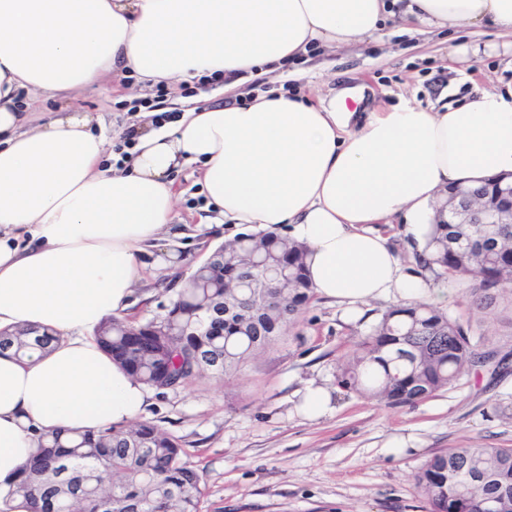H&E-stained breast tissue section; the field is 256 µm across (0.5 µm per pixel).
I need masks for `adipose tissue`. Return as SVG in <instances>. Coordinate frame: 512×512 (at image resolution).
Masks as SVG:
<instances>
[{"mask_svg": "<svg viewBox=\"0 0 512 512\" xmlns=\"http://www.w3.org/2000/svg\"><path fill=\"white\" fill-rule=\"evenodd\" d=\"M393 18L410 33L492 26L512 52V0H0V332L56 338L0 354V512H32L17 483L38 436L121 428L148 406L90 332L131 307L146 247L174 228L183 165L200 164L208 205L236 230L303 243L319 297L447 303L378 227L402 217L423 249L442 191L512 174V91L360 114L350 88L327 104L271 90L143 120L125 158L109 153L102 116L75 106L109 77L233 88ZM46 101L59 110L43 121L29 107Z\"/></svg>", "mask_w": 512, "mask_h": 512, "instance_id": "ef3b65f1", "label": "adipose tissue"}]
</instances>
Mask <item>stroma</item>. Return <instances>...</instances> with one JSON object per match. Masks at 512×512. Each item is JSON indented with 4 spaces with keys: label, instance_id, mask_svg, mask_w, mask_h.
<instances>
[{
    "label": "stroma",
    "instance_id": "obj_1",
    "mask_svg": "<svg viewBox=\"0 0 512 512\" xmlns=\"http://www.w3.org/2000/svg\"><path fill=\"white\" fill-rule=\"evenodd\" d=\"M492 29L414 38L388 23L372 43L349 49L313 47L303 62L264 75L234 90L223 82L182 81L167 86L165 107H220L244 101L254 89L288 87L315 97L328 81L364 88L363 107H391L408 100L441 106L474 97L477 90L512 89V56ZM480 45L479 54L469 53ZM144 93L135 80L113 92L95 85L78 101L102 115L106 133L120 141L136 122ZM179 192L177 221L198 224L207 211L197 166L173 175ZM222 235L205 232L171 237L168 248L183 253L179 268L149 269L136 288L129 318L162 316L175 294L215 248ZM449 289L447 312L468 335L482 337L484 363L459 381L413 405L391 406L339 387L340 364L387 310L373 302L366 315L346 321L341 305L313 297L281 340L248 360L229 377H203L174 390L153 391L140 419L177 438L184 458L203 474L201 512H430L414 476L435 453L479 443L512 448V306L490 312L471 302V284L431 276ZM317 385L334 390L332 414L307 418L301 393Z\"/></svg>",
    "mask_w": 512,
    "mask_h": 512
}]
</instances>
